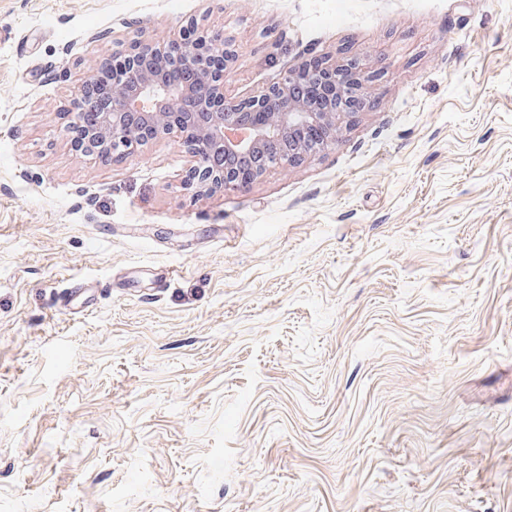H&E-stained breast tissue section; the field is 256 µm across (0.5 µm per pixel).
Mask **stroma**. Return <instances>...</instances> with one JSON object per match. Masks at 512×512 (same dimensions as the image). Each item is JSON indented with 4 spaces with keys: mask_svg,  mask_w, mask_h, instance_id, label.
I'll return each mask as SVG.
<instances>
[{
    "mask_svg": "<svg viewBox=\"0 0 512 512\" xmlns=\"http://www.w3.org/2000/svg\"><path fill=\"white\" fill-rule=\"evenodd\" d=\"M339 141L193 196L73 150L79 85L190 22ZM0 512H512V0H0Z\"/></svg>",
    "mask_w": 512,
    "mask_h": 512,
    "instance_id": "1",
    "label": "stroma"
}]
</instances>
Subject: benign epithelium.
I'll return each instance as SVG.
<instances>
[{
	"label": "benign epithelium",
	"mask_w": 512,
	"mask_h": 512,
	"mask_svg": "<svg viewBox=\"0 0 512 512\" xmlns=\"http://www.w3.org/2000/svg\"><path fill=\"white\" fill-rule=\"evenodd\" d=\"M232 46L217 33L194 38L137 39L111 62V79L88 97L91 76L78 88L69 115L73 148L94 159L119 160L172 135L192 158L184 186L200 195L243 191L274 168H288L334 145L360 104L367 81L356 57L341 64L286 72L258 95L224 91ZM336 86L324 106L297 85Z\"/></svg>",
	"instance_id": "obj_1"
}]
</instances>
